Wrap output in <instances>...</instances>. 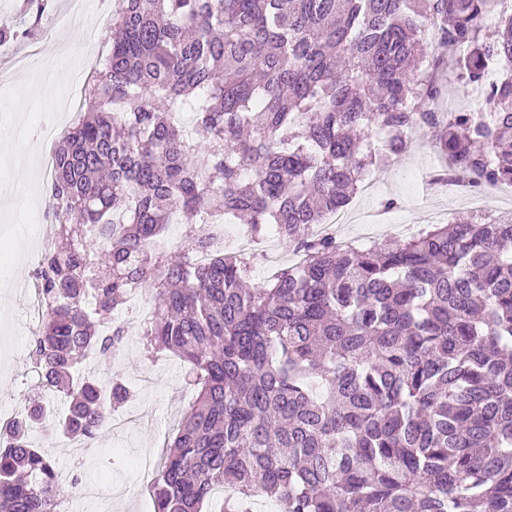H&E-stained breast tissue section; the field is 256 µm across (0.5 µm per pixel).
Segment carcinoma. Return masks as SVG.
Listing matches in <instances>:
<instances>
[{
	"label": "carcinoma",
	"mask_w": 512,
	"mask_h": 512,
	"mask_svg": "<svg viewBox=\"0 0 512 512\" xmlns=\"http://www.w3.org/2000/svg\"><path fill=\"white\" fill-rule=\"evenodd\" d=\"M487 2L117 0L53 157L29 355L66 399L59 433L98 441L132 391L82 366L116 355L117 311L151 293L145 348L196 392L154 512H202L219 485L236 491L221 512L260 495L277 512H512V212L367 249L313 233L420 130L440 179L512 183V7L488 42ZM430 25L469 82L502 65L491 122L428 110ZM374 137L387 147L362 151ZM231 219L275 225L300 261L248 285L250 258L220 242ZM27 407L0 427V512H56L64 487L31 438L51 404Z\"/></svg>",
	"instance_id": "cac0c4a2"
}]
</instances>
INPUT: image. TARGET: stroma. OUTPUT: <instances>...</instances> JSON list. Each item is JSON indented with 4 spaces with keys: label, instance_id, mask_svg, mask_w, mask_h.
<instances>
[{
    "label": "stroma",
    "instance_id": "obj_1",
    "mask_svg": "<svg viewBox=\"0 0 512 512\" xmlns=\"http://www.w3.org/2000/svg\"><path fill=\"white\" fill-rule=\"evenodd\" d=\"M20 0H0V29L12 28L14 38L0 41V186L25 180L31 197H0V407L37 395L35 383L26 379L31 364L29 340L36 328L29 315L34 293L32 263L39 260L44 242L54 226L35 219L48 196L50 170L36 162L39 142L21 135L37 116L53 115L56 126L66 128L77 115L57 104L73 84L90 81L97 53H85L84 32L101 24L98 11L79 23L63 20L69 0H50L44 18L17 11ZM58 58L53 75L44 72L50 58ZM441 172L438 150L430 136L416 135L407 153L380 171L382 191L356 197L352 213L369 209L384 213L387 200L397 203L396 222L376 225L378 239H403L429 223L435 210L464 215L452 191L433 194L429 178ZM87 369L121 374L138 390L126 411L131 422L122 430L105 434L90 448L62 442L53 423H45L34 436L54 462L60 476L77 480L83 495L72 502V512H154V504L140 473L141 464L158 468L162 444L172 434L181 414L193 402L194 392L184 381V365L174 356L151 355L139 330L130 331L120 356L105 361L87 360Z\"/></svg>",
    "mask_w": 512,
    "mask_h": 512
}]
</instances>
